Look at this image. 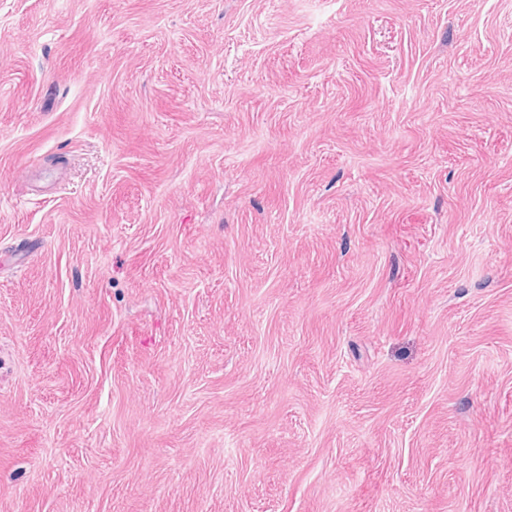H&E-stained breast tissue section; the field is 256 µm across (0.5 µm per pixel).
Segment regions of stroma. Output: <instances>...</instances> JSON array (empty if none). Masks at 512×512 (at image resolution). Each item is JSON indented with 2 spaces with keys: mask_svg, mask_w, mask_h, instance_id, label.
<instances>
[{
  "mask_svg": "<svg viewBox=\"0 0 512 512\" xmlns=\"http://www.w3.org/2000/svg\"><path fill=\"white\" fill-rule=\"evenodd\" d=\"M0 512H512V0H0Z\"/></svg>",
  "mask_w": 512,
  "mask_h": 512,
  "instance_id": "stroma-1",
  "label": "stroma"
}]
</instances>
